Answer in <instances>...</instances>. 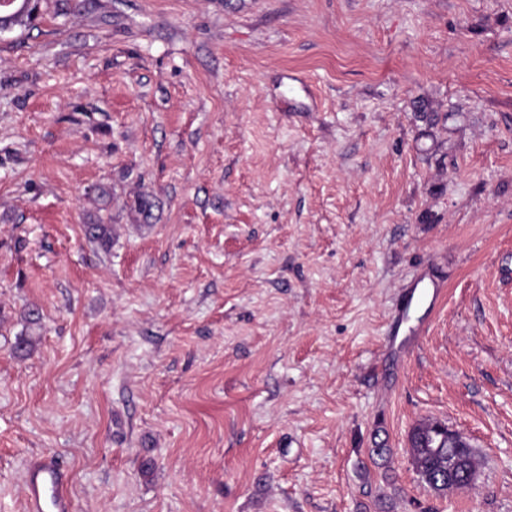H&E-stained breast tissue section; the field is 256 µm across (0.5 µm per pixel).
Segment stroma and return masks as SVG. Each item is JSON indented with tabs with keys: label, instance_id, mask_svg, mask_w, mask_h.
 <instances>
[{
	"label": "stroma",
	"instance_id": "1",
	"mask_svg": "<svg viewBox=\"0 0 512 512\" xmlns=\"http://www.w3.org/2000/svg\"><path fill=\"white\" fill-rule=\"evenodd\" d=\"M427 419L471 490L419 479ZM35 455L73 512H512V0H42L1 37L0 512ZM439 421L423 420L416 424L408 436V450L412 458L416 472L428 489L438 495L448 493V490H461L473 487L477 472V459L473 447L468 444L469 438L465 433L452 427H441V431L448 432V442L458 447L468 444L459 453H451L459 456L468 463L469 469L474 475L472 482L459 480L448 484V480L457 475V468L448 467V443L437 447L439 442L438 425Z\"/></svg>",
	"mask_w": 512,
	"mask_h": 512
}]
</instances>
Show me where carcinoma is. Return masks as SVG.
Returning a JSON list of instances; mask_svg holds the SVG:
<instances>
[{
	"instance_id": "1",
	"label": "carcinoma",
	"mask_w": 512,
	"mask_h": 512,
	"mask_svg": "<svg viewBox=\"0 0 512 512\" xmlns=\"http://www.w3.org/2000/svg\"><path fill=\"white\" fill-rule=\"evenodd\" d=\"M85 234L103 248L112 245L110 224H87ZM438 425L435 420H423L413 427L408 436L409 453L421 482L438 495L473 487V483L466 480L448 482V445L438 446Z\"/></svg>"
}]
</instances>
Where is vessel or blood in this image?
<instances>
[{
	"label": "vessel or blood",
	"mask_w": 512,
	"mask_h": 512,
	"mask_svg": "<svg viewBox=\"0 0 512 512\" xmlns=\"http://www.w3.org/2000/svg\"><path fill=\"white\" fill-rule=\"evenodd\" d=\"M66 474L53 459L30 461L25 471L26 512H71Z\"/></svg>",
	"instance_id": "b4317fda"
}]
</instances>
